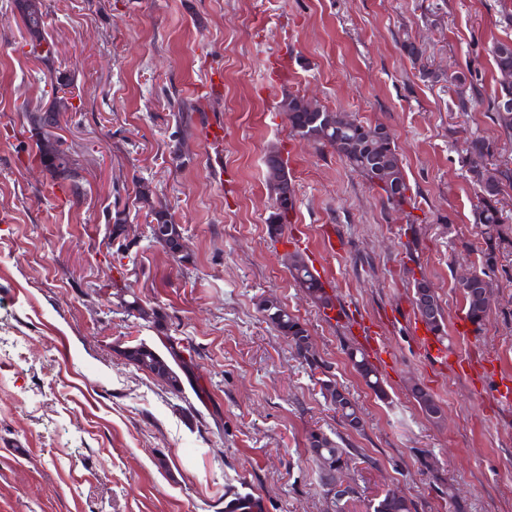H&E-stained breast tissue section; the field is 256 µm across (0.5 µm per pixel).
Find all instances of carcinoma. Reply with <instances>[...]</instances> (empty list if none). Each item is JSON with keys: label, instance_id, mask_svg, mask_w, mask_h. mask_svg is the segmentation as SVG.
<instances>
[{"label": "carcinoma", "instance_id": "carcinoma-1", "mask_svg": "<svg viewBox=\"0 0 512 512\" xmlns=\"http://www.w3.org/2000/svg\"><path fill=\"white\" fill-rule=\"evenodd\" d=\"M15 6L25 29L31 34L45 31L44 11L41 0H15ZM494 62L497 70L512 68V43H500L495 46ZM512 102V84L499 85V90L491 103L492 111L504 134L512 137V112L500 111L501 101ZM69 108L68 99L54 96L48 105H38L27 111L28 123L35 131L42 130L47 125L56 122V117ZM280 111L288 114V127L292 134L322 144L324 139L335 138L336 131L342 125L345 116L336 111L323 109L308 111L305 96L291 95L280 102ZM38 159L41 166L53 179L72 196L82 193L79 179L78 160L70 152L65 151L56 142L46 138L37 143ZM334 151L346 158L349 164L362 173L371 184L378 186L386 195L387 202L398 210L410 203L407 195L409 186L403 174V167L396 149L391 132L382 124L365 123L352 130L342 133L336 138ZM475 182L480 190V205L475 212V223L482 227V237L486 245L483 251V262L486 267H492L497 262L496 245L501 236V224L504 222L503 209L499 207L502 180L508 178V172L497 169H476L473 171ZM149 223L157 225L162 231L165 226L173 223L172 216L163 209H155L149 205L146 213ZM290 274L294 282L309 295L316 307L327 313L335 308L333 298L326 292L320 276L307 259L299 252L290 256ZM492 291V283L480 275L475 276L472 286L462 287L466 302V318L475 325V331H480L488 316L491 297L483 296V291ZM260 310L271 325L288 339L289 345L295 350L301 362L308 366L313 373H325L326 365L309 343L307 329L298 318L288 313V310L275 297H266L260 302ZM353 368L364 384L377 398L387 396L384 381L377 368L367 359L364 353L352 348L348 352ZM172 360L165 361L167 371L156 373L155 378L169 388L182 391V377L176 368H186L177 360L176 354H171ZM320 391L328 392V403L336 411L342 424L353 425V430L361 431L364 419L357 402L349 390L330 379H318ZM309 448L314 456L323 479L331 476L326 464L335 466V473L343 474L350 470L351 454L339 447L337 442L321 431H312L308 435ZM370 512H415L414 504L406 497L388 490L369 505Z\"/></svg>", "mask_w": 512, "mask_h": 512}]
</instances>
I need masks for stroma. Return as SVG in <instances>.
Instances as JSON below:
<instances>
[{"mask_svg":"<svg viewBox=\"0 0 512 512\" xmlns=\"http://www.w3.org/2000/svg\"><path fill=\"white\" fill-rule=\"evenodd\" d=\"M57 44L53 66L25 54L15 0H0V512H332L307 437L351 451L357 488L348 512L393 489L417 512H512V181L493 269L473 222L472 166L512 169L489 103L493 49L512 43V0H42ZM419 48V55L408 52ZM72 81L58 143L76 152L85 194L69 198L30 168L38 135L27 102H50L44 76ZM471 72L458 87L451 74ZM300 93L392 133L412 209L332 148L291 136L277 108ZM191 113L181 124L179 111ZM224 128L213 143L208 122ZM474 138L496 142L479 159ZM288 162L295 208L281 237L264 157ZM149 185L180 225L188 260L148 241ZM126 218L120 236L110 221ZM301 252L338 305L385 339L370 361L378 400L354 370L364 342L322 314L291 280ZM494 283L481 332L463 333L469 272ZM443 306L448 365L427 357L411 275ZM150 313L121 314L114 285ZM280 299L362 409L345 428L307 366L259 311ZM146 344L175 351L192 379L173 394L124 356ZM443 408L426 417L408 387ZM22 443L27 455L9 446Z\"/></svg>","mask_w":512,"mask_h":512,"instance_id":"obj_1","label":"stroma"}]
</instances>
